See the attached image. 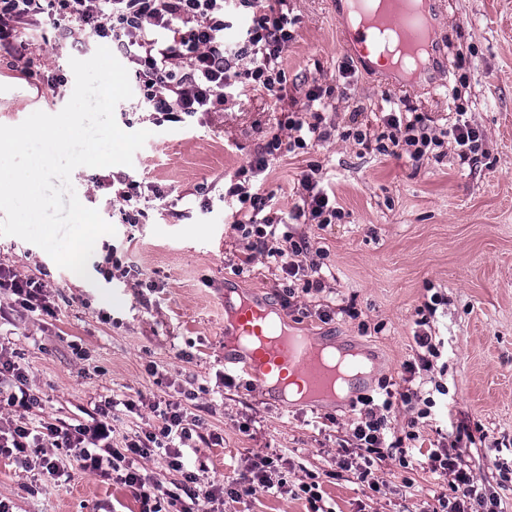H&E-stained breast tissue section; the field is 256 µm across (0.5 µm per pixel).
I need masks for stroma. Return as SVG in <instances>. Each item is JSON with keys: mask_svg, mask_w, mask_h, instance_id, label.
<instances>
[{"mask_svg": "<svg viewBox=\"0 0 512 512\" xmlns=\"http://www.w3.org/2000/svg\"><path fill=\"white\" fill-rule=\"evenodd\" d=\"M297 18L295 39L283 59L287 97L251 98L221 112H200L182 123H157L136 99L115 109L127 132L150 136L128 174L139 183L144 215L125 223L109 190L98 188L104 170L76 168L71 182L79 201L96 209L115 232L102 236L87 277L60 268L41 248L0 236V261L48 285L51 314L11 307L9 337L27 367L45 414L82 419L83 408L103 399L142 394L138 413L119 412L118 434L158 425L148 407L156 399L195 395L220 446L204 451L201 484L237 477L248 457L277 453L290 486L318 476L322 507L333 512H435L448 491L446 477L382 462L371 492L353 477L336 478L342 441L355 417L352 407L317 408L270 399L265 386L235 374L225 386L224 294L274 300L277 274L251 242L226 223L224 185L248 166L273 136L288 138L281 122L292 99L314 85H333L354 60L343 48L330 0H288ZM444 62L449 94L399 95L377 75L355 72L326 114L331 137L271 159L256 178L268 211L285 216L299 200V180L310 166L342 210L330 225H291L324 255L326 288L302 294L283 318L299 334L359 350L372 364L370 394L406 390L404 365L416 344L417 310L440 295L430 327L442 339L445 372L417 374L448 389L455 422L472 442L467 460L475 481L494 486L501 512H512V486L498 488L495 459L512 458V0H451ZM88 59L82 37L41 55L42 69L63 77L46 95L0 56V125L20 124L32 112H60L74 89L70 58ZM452 123L456 106L484 133V154L466 164L453 148L420 164L362 149L343 138L352 122L375 126L385 98ZM134 263L138 278L102 270L107 254ZM335 308L321 321L319 305ZM353 306L357 318L342 314ZM0 499L14 512H140L119 482L72 471L68 481L33 475L0 459ZM238 512H311L306 495L274 496L264 489L242 500Z\"/></svg>", "mask_w": 512, "mask_h": 512, "instance_id": "obj_1", "label": "stroma"}]
</instances>
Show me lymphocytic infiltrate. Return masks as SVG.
<instances>
[{
	"mask_svg": "<svg viewBox=\"0 0 512 512\" xmlns=\"http://www.w3.org/2000/svg\"><path fill=\"white\" fill-rule=\"evenodd\" d=\"M246 16L233 42H225L224 31L231 27V15ZM294 18L288 13V0H0V50L12 54L25 78H33L30 49L40 47L38 31L55 32L54 45L62 47L78 34L94 41L112 44L132 67L133 87L146 111L160 121L181 123L200 112H220L232 98L286 95L283 57L294 38ZM331 89L312 87L305 95L306 106L290 111L285 122L293 138L272 139L253 168L266 170L268 159L281 152L305 148L307 141L327 139L322 129V113L330 105ZM384 132L375 141L376 150L395 158L420 162L452 143L457 154L475 160L484 141L482 132L463 117L442 131H433L428 116L390 102L377 115ZM301 202L293 220L309 217L317 223H335L341 211L334 197L321 188L313 173L300 179ZM237 199L238 210L230 218L236 231L252 239L265 263L282 274L280 299L290 305L296 292H318L324 287L319 264H305L308 243L288 232L283 218L263 212L267 198L262 190L248 183L234 182L225 192ZM0 291L29 313L49 312L44 283L0 264ZM17 349L0 342V458L20 464L29 471L53 477L65 476L66 462L83 471L108 477L130 488L141 502L143 512H195L199 502L211 512H224L225 506L239 502L262 487L274 493H290L285 479H273V457L257 455L228 484L211 483L199 487V473L205 468L201 449L218 446L221 435L205 427L199 415L189 412L180 401L160 399L144 403L127 398L123 402L101 400L76 424L47 416L31 425L29 414L41 409L42 399L33 390L27 369L19 362ZM409 392L386 391L382 403L360 397L356 425L352 431V451L339 463L344 471L369 481L375 465L388 459L408 462L412 451L405 441L417 440L418 420H410L404 437L390 434V412L396 402H408ZM138 412L150 406L161 419L157 428L115 440L112 424L116 406ZM163 454L173 477L162 481L139 470V460ZM421 465L447 477L448 496L444 512H499L500 500L494 491L479 487L469 472L466 452L461 446L431 448L423 453Z\"/></svg>",
	"mask_w": 512,
	"mask_h": 512,
	"instance_id": "obj_1",
	"label": "lymphocytic infiltrate"
}]
</instances>
